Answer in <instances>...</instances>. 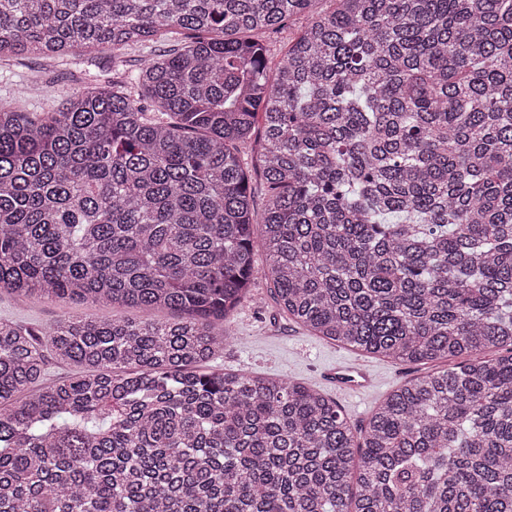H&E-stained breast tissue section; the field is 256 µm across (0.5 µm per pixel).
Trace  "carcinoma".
I'll return each instance as SVG.
<instances>
[{
	"label": "carcinoma",
	"instance_id": "carcinoma-1",
	"mask_svg": "<svg viewBox=\"0 0 512 512\" xmlns=\"http://www.w3.org/2000/svg\"><path fill=\"white\" fill-rule=\"evenodd\" d=\"M27 54L114 77L0 101V292L141 317L0 318V512H512V0H0ZM259 274L323 339L466 360L356 432L207 367Z\"/></svg>",
	"mask_w": 512,
	"mask_h": 512
}]
</instances>
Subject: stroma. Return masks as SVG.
<instances>
[{
	"label": "stroma",
	"instance_id": "obj_1",
	"mask_svg": "<svg viewBox=\"0 0 512 512\" xmlns=\"http://www.w3.org/2000/svg\"><path fill=\"white\" fill-rule=\"evenodd\" d=\"M12 73L17 81L40 80L50 84V104L61 108L75 82L68 68L47 60L26 57L0 63V74ZM67 313L86 319L105 320L127 316L124 308L91 304L74 305L46 299H27L0 292V317L14 319L31 326H45ZM236 338L225 345L210 365L227 371L257 374L274 379L292 378L320 390L335 399L354 428L366 426L375 407L395 388L420 375L421 364H395L369 355L365 361L376 377L375 385L366 391L342 395L324 382V371L346 360L355 359V351L312 335L283 317L273 299V286L257 279L250 301L234 317Z\"/></svg>",
	"mask_w": 512,
	"mask_h": 512
}]
</instances>
